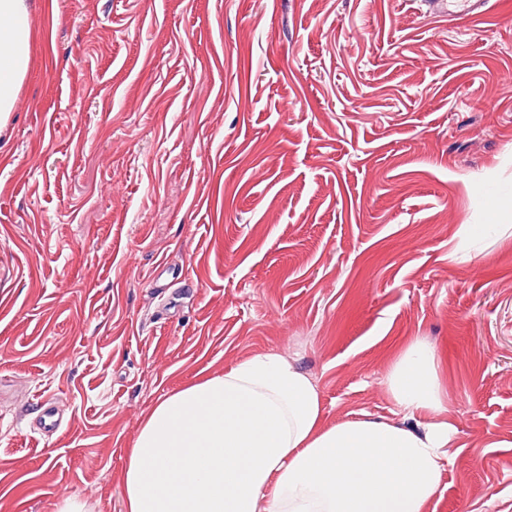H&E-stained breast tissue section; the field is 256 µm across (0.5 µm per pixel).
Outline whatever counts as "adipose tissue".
Wrapping results in <instances>:
<instances>
[{
	"mask_svg": "<svg viewBox=\"0 0 512 512\" xmlns=\"http://www.w3.org/2000/svg\"><path fill=\"white\" fill-rule=\"evenodd\" d=\"M28 0H0V128L28 72ZM387 388L404 423H323L316 384L276 353L159 399L126 460L124 512H427L451 463L435 349L413 337ZM422 419L421 428L407 420Z\"/></svg>",
	"mask_w": 512,
	"mask_h": 512,
	"instance_id": "ef3b65f1",
	"label": "adipose tissue"
}]
</instances>
